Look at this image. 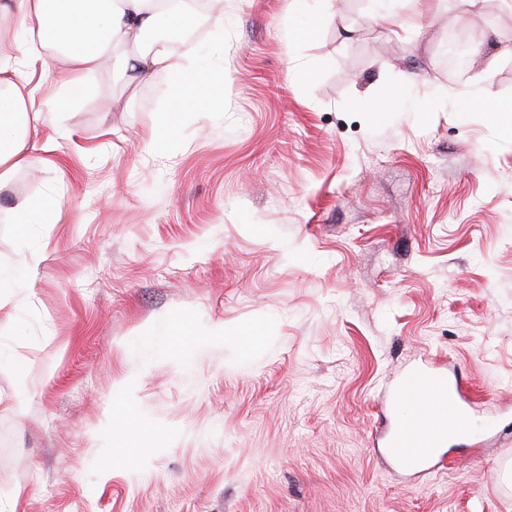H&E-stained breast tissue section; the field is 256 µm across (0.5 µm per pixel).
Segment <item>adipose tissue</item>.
Here are the masks:
<instances>
[{
	"mask_svg": "<svg viewBox=\"0 0 512 512\" xmlns=\"http://www.w3.org/2000/svg\"><path fill=\"white\" fill-rule=\"evenodd\" d=\"M11 15L27 32L23 56L62 61L56 76L61 92H89V76L107 62L131 81L165 71L187 87L197 77L166 43H144L148 32L189 20L161 0H0V18ZM19 59L0 39V190L12 187L14 173L29 165L31 132L51 120L35 90H24Z\"/></svg>",
	"mask_w": 512,
	"mask_h": 512,
	"instance_id": "obj_1",
	"label": "adipose tissue"
}]
</instances>
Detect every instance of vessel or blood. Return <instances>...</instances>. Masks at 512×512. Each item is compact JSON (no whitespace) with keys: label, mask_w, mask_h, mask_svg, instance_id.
Masks as SVG:
<instances>
[{"label":"vessel or blood","mask_w":512,"mask_h":512,"mask_svg":"<svg viewBox=\"0 0 512 512\" xmlns=\"http://www.w3.org/2000/svg\"><path fill=\"white\" fill-rule=\"evenodd\" d=\"M394 394L413 402L416 411L413 422L387 433L385 446L389 454L415 468L442 466L441 450L448 442L449 429L468 427L472 405L469 392L431 362L407 369Z\"/></svg>","instance_id":"1"}]
</instances>
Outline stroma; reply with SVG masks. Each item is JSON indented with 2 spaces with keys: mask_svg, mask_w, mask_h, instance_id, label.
<instances>
[{
  "mask_svg": "<svg viewBox=\"0 0 512 512\" xmlns=\"http://www.w3.org/2000/svg\"><path fill=\"white\" fill-rule=\"evenodd\" d=\"M375 7L224 0L173 47L225 72L186 96L28 68L51 120L15 182L57 207L0 193V512H512V10ZM426 358L479 407L420 475L375 432Z\"/></svg>",
  "mask_w": 512,
  "mask_h": 512,
  "instance_id": "35a3bbf8",
  "label": "stroma"
}]
</instances>
